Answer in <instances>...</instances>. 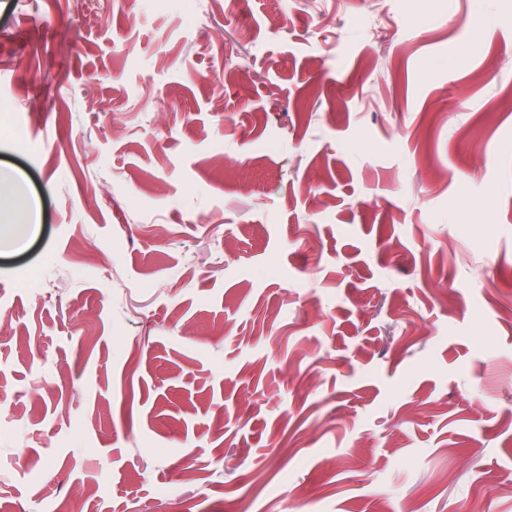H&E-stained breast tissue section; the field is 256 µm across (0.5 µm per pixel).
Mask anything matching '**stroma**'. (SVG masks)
I'll return each instance as SVG.
<instances>
[{
	"mask_svg": "<svg viewBox=\"0 0 512 512\" xmlns=\"http://www.w3.org/2000/svg\"><path fill=\"white\" fill-rule=\"evenodd\" d=\"M0 0V512H512V0Z\"/></svg>",
	"mask_w": 512,
	"mask_h": 512,
	"instance_id": "1",
	"label": "stroma"
}]
</instances>
